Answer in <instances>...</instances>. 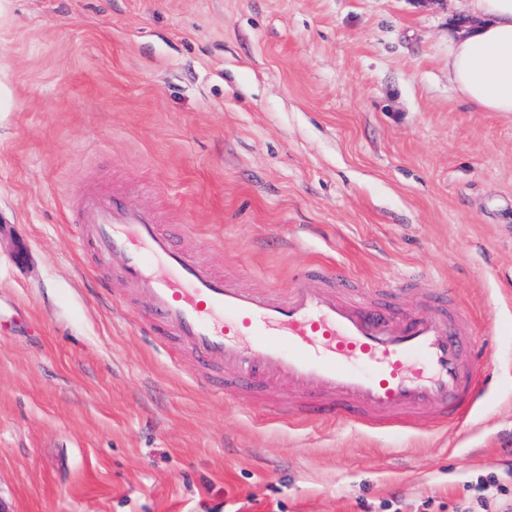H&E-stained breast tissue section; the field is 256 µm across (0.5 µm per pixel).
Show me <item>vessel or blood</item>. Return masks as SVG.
Returning <instances> with one entry per match:
<instances>
[{"label": "vessel or blood", "instance_id": "vessel-or-blood-1", "mask_svg": "<svg viewBox=\"0 0 512 512\" xmlns=\"http://www.w3.org/2000/svg\"><path fill=\"white\" fill-rule=\"evenodd\" d=\"M75 244L119 259L145 322L224 372V396L293 422L377 433L464 424L496 377L488 343L447 299L378 304L343 272L297 267L288 291L246 287L179 249L154 210L88 191L69 206Z\"/></svg>", "mask_w": 512, "mask_h": 512}]
</instances>
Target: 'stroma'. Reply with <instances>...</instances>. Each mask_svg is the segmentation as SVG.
I'll return each instance as SVG.
<instances>
[{
	"label": "stroma",
	"mask_w": 512,
	"mask_h": 512,
	"mask_svg": "<svg viewBox=\"0 0 512 512\" xmlns=\"http://www.w3.org/2000/svg\"><path fill=\"white\" fill-rule=\"evenodd\" d=\"M461 0H11L0 72V512H498L512 492V116L448 83ZM253 288L315 263L454 292L477 427L241 411L79 251L87 189ZM27 258L18 261V247Z\"/></svg>",
	"instance_id": "obj_1"
}]
</instances>
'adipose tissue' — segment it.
<instances>
[{
    "mask_svg": "<svg viewBox=\"0 0 512 512\" xmlns=\"http://www.w3.org/2000/svg\"><path fill=\"white\" fill-rule=\"evenodd\" d=\"M477 19L448 49V81L466 102L512 114V0H467Z\"/></svg>",
    "mask_w": 512,
    "mask_h": 512,
    "instance_id": "obj_1",
    "label": "adipose tissue"
}]
</instances>
